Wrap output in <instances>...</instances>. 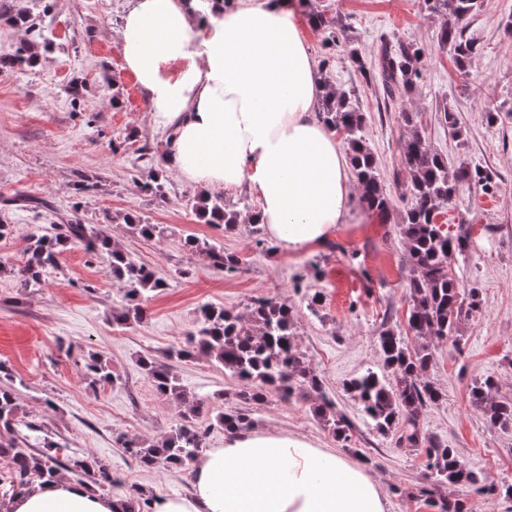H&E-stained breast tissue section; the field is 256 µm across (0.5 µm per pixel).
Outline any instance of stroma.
I'll return each mask as SVG.
<instances>
[{"mask_svg": "<svg viewBox=\"0 0 512 512\" xmlns=\"http://www.w3.org/2000/svg\"><path fill=\"white\" fill-rule=\"evenodd\" d=\"M50 2L51 49L24 69L0 68V224L14 227L0 239V364L18 383L17 438L32 448L50 443L70 455L96 457L122 479L108 488L112 497L135 486L186 493L191 469H143L117 441L121 435L157 438L176 423L174 403L157 394L140 361L147 355L164 359L184 345L202 305L243 313L251 299L276 296L294 306L298 346L337 412L356 430L350 442L337 443L313 413L314 394L289 401L269 397L253 411L254 429L300 434L356 463L370 457L367 471L386 491L388 512H440L437 503L446 497L466 500L473 512H512V500L502 495L431 485L423 449L399 445L397 433L367 426L345 388L365 371L382 372L379 334L406 323L403 286L415 274L400 224L408 205L400 163L407 134L401 112L407 109L431 147L452 161L480 164L495 181L493 194L465 193L445 218L448 228L461 224L470 231L466 258L452 270L480 289L482 304L480 314L463 323L459 341L439 344L430 374L443 399L424 413V430L456 448L487 484L512 483V430L489 427L468 398L469 387L488 376L498 395L512 397V0H483L465 22L466 38L478 46L468 85L437 42L441 19L429 15L422 0H312L348 25L347 46L331 58L320 33L307 26L302 32L330 83L356 84L366 138L394 207L383 218L356 205L326 244L300 253L262 251L245 222L232 231L198 222L191 202L201 189L174 169L164 172L162 194L141 190L142 172L162 163V130L116 43L129 0ZM386 40L426 53L422 78L399 107H384L374 87L355 77L347 56L352 47L364 62L374 61ZM444 105L459 119L461 140H453L437 119ZM490 105L499 110L492 124L484 112ZM21 195L48 205L16 206ZM128 215L169 231L143 239L125 224ZM68 220L96 225L165 280V288L146 300L143 323L113 322L124 300L109 259L87 254L77 242L40 287L21 288L17 270L27 234ZM190 233L239 256L240 273L226 274L184 249L181 240ZM315 291L325 300L312 310L305 296ZM93 353L107 362L115 382L81 375ZM172 368L191 393L228 409L240 406L241 383L214 362L201 357L173 362Z\"/></svg>", "mask_w": 512, "mask_h": 512, "instance_id": "1", "label": "stroma"}]
</instances>
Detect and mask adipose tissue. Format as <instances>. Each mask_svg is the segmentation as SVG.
Here are the masks:
<instances>
[{"label": "adipose tissue", "instance_id": "ef3b65f1", "mask_svg": "<svg viewBox=\"0 0 512 512\" xmlns=\"http://www.w3.org/2000/svg\"><path fill=\"white\" fill-rule=\"evenodd\" d=\"M305 0H132L118 30L123 62L167 132L160 149L187 182L248 187L256 220L302 252L355 206L352 167L315 115L326 90L298 13ZM185 495L152 512H387L371 475L336 451L280 432L228 434L192 465ZM114 500L60 477L17 495L9 512H113Z\"/></svg>", "mask_w": 512, "mask_h": 512}]
</instances>
